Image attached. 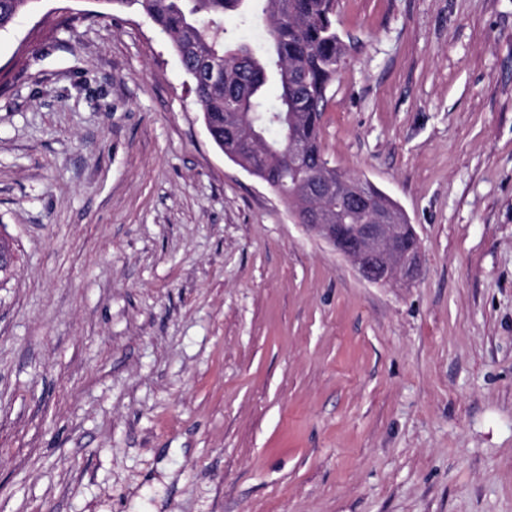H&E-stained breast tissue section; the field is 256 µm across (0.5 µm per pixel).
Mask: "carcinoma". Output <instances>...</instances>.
Here are the masks:
<instances>
[{
  "instance_id": "1",
  "label": "carcinoma",
  "mask_w": 512,
  "mask_h": 512,
  "mask_svg": "<svg viewBox=\"0 0 512 512\" xmlns=\"http://www.w3.org/2000/svg\"><path fill=\"white\" fill-rule=\"evenodd\" d=\"M39 0H0V30L33 9ZM104 5L135 7L164 33L191 76L209 133L232 161L255 165L274 191L295 208L304 205L296 176L288 170V141L303 143L313 167L332 179L343 177L322 150V117L327 90L345 56V44L333 21L335 0H101ZM269 20L262 51L239 42L224 27V15L246 13L251 4ZM276 88L274 112L282 121L265 119V99ZM261 134L264 152L253 148ZM366 187L365 207L400 206L371 182L346 177ZM346 190L329 201L342 223L355 224ZM403 257L419 253L414 235L399 238Z\"/></svg>"
}]
</instances>
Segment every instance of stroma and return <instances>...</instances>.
<instances>
[{
	"instance_id": "obj_1",
	"label": "stroma",
	"mask_w": 512,
	"mask_h": 512,
	"mask_svg": "<svg viewBox=\"0 0 512 512\" xmlns=\"http://www.w3.org/2000/svg\"><path fill=\"white\" fill-rule=\"evenodd\" d=\"M335 14L322 148L407 286L224 155L144 14L0 31V512H512V0ZM341 194L329 201L342 216L339 224H351L354 230L355 246L349 248L341 243L336 236L329 231L330 224H303L306 228L314 231L319 237L328 241L340 254L354 261L360 276L373 284L386 285L399 281L411 282L413 278L402 277V260L397 263L380 265L378 260H388L390 255L410 257L418 255L419 244L414 235L405 233L399 238L403 224L391 223L385 214L380 211H373L363 224H357L360 215L352 212L350 194H345L343 184L339 187ZM321 227V233H317L316 227ZM398 241V251L396 243Z\"/></svg>"
}]
</instances>
